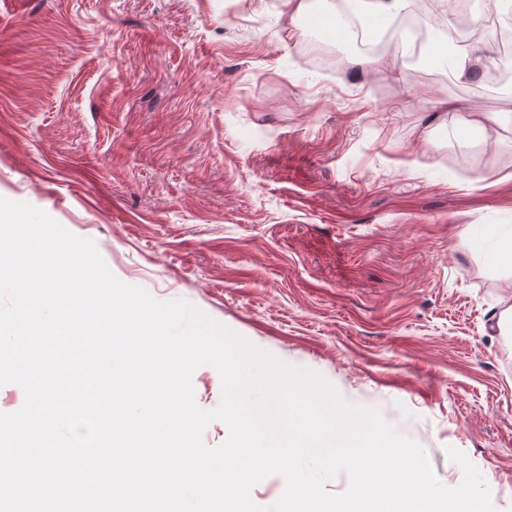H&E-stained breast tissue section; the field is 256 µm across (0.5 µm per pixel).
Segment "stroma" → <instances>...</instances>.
I'll return each mask as SVG.
<instances>
[{
    "mask_svg": "<svg viewBox=\"0 0 512 512\" xmlns=\"http://www.w3.org/2000/svg\"><path fill=\"white\" fill-rule=\"evenodd\" d=\"M306 2L0 0V198L377 409L443 485L464 452L512 512L502 273L467 231L512 225V84L360 67L345 35L306 68L334 9ZM302 63L313 67L316 65L331 66L338 68L343 60L341 57L335 56L325 43L320 41H312L305 47Z\"/></svg>",
    "mask_w": 512,
    "mask_h": 512,
    "instance_id": "obj_1",
    "label": "stroma"
}]
</instances>
